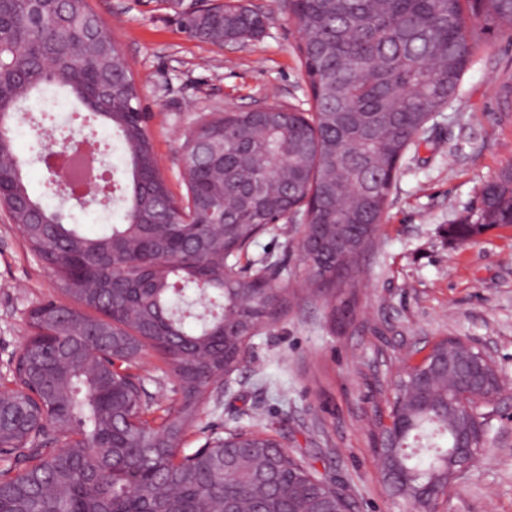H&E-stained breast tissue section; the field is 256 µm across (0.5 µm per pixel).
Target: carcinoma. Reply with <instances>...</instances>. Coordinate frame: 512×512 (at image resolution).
<instances>
[{
	"instance_id": "obj_1",
	"label": "carcinoma",
	"mask_w": 512,
	"mask_h": 512,
	"mask_svg": "<svg viewBox=\"0 0 512 512\" xmlns=\"http://www.w3.org/2000/svg\"><path fill=\"white\" fill-rule=\"evenodd\" d=\"M291 0L303 34L299 54L311 115L276 103L265 111L213 112L182 144L186 193L171 194L148 131L149 113L107 23L88 0H0V207L54 273L60 293L29 314L33 336L12 375L15 421L0 428L6 512H351L334 485L261 433L230 432L178 457L182 436L209 388L242 361L247 340L287 305L285 267L235 262L272 218L312 200L306 228L318 247L312 284L351 279L373 244L406 152L430 113L448 105L485 26L512 32V0ZM242 0H211L184 33L212 44L262 32ZM65 93L82 124L115 135L128 183L113 195L123 223L88 234L76 217L29 190L15 150L21 108ZM224 217V239L206 256L186 244ZM512 224V164L488 182L481 207L448 233L465 242ZM93 339L96 351L80 350ZM170 365L180 407L159 428L144 419V388L131 369L148 350ZM421 362L395 381L391 415L408 423L397 447L378 448L392 495L424 512L448 485V451L462 433L481 434L487 411L458 409L457 376L477 357L462 352L420 396Z\"/></svg>"
}]
</instances>
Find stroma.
Masks as SVG:
<instances>
[{
	"label": "stroma",
	"mask_w": 512,
	"mask_h": 512,
	"mask_svg": "<svg viewBox=\"0 0 512 512\" xmlns=\"http://www.w3.org/2000/svg\"><path fill=\"white\" fill-rule=\"evenodd\" d=\"M263 33L221 45L187 37L158 0H90L110 25L151 112L154 152L174 194L185 134L201 115L278 102L306 111L310 90L298 56L302 33L284 0H250ZM512 34L490 28L455 97L404 156L373 248L355 286L313 291L300 234L287 219L259 236L247 261L287 258L288 310L247 344L242 363L210 388L180 450L230 430L262 429L315 475L336 484L353 512H405L382 483L373 422L387 419L392 382L430 345L457 336L489 345L504 387L486 440L438 512H512V226L469 242L448 227L471 217L483 186L512 163ZM54 274L0 211V375L25 344L28 313L61 300ZM152 401L169 407V367L139 369Z\"/></svg>",
	"instance_id": "obj_1"
}]
</instances>
